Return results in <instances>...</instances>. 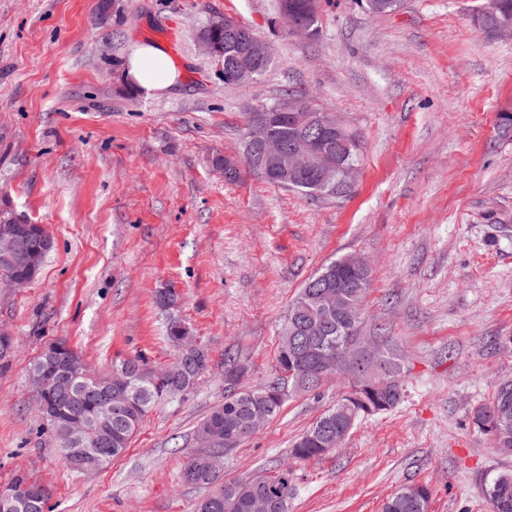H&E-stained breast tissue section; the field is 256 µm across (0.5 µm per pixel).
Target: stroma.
Here are the masks:
<instances>
[{
    "label": "stroma",
    "instance_id": "1",
    "mask_svg": "<svg viewBox=\"0 0 512 512\" xmlns=\"http://www.w3.org/2000/svg\"><path fill=\"white\" fill-rule=\"evenodd\" d=\"M487 0H400L372 16L324 0L317 31L288 32L277 0H0V197L46 225L53 250L35 282L0 284V490L16 472L46 486V512H196L205 489L180 474L197 423L224 401V357L240 388L276 377L278 330L303 284L347 254L371 263L360 334L397 355L403 398L357 422L342 448L295 460L293 441L333 406L345 376L291 395L224 456L233 480L291 465L290 512H381L413 483L429 512H491L484 484L512 469L473 424L512 378V37L473 21ZM228 16L272 46L255 81L224 83L195 32ZM176 37L179 84L126 88L135 45ZM305 97L358 140L349 195L312 197L212 155L243 149L245 115ZM175 289L170 309L156 303ZM210 356L184 399L158 403L128 450L84 475L64 464L27 386L63 339L98 374L140 356L170 363L168 317Z\"/></svg>",
    "mask_w": 512,
    "mask_h": 512
}]
</instances>
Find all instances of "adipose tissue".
Masks as SVG:
<instances>
[{
  "label": "adipose tissue",
  "instance_id": "ef3b65f1",
  "mask_svg": "<svg viewBox=\"0 0 512 512\" xmlns=\"http://www.w3.org/2000/svg\"><path fill=\"white\" fill-rule=\"evenodd\" d=\"M121 81L146 94L169 90L179 83V73L164 49L155 43L136 47L128 58Z\"/></svg>",
  "mask_w": 512,
  "mask_h": 512
}]
</instances>
